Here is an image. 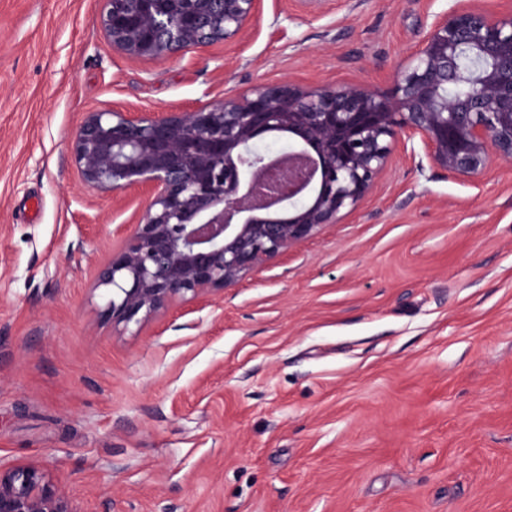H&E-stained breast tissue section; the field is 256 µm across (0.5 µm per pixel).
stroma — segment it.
<instances>
[{
    "label": "stroma",
    "mask_w": 512,
    "mask_h": 512,
    "mask_svg": "<svg viewBox=\"0 0 512 512\" xmlns=\"http://www.w3.org/2000/svg\"><path fill=\"white\" fill-rule=\"evenodd\" d=\"M495 0H264L251 38L131 63L97 0H0V463L76 512H512V164L396 152L342 223L113 330L93 283L146 199L81 180L85 113L252 86L387 87L423 24Z\"/></svg>",
    "instance_id": "1"
}]
</instances>
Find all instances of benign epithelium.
Returning <instances> with one entry per match:
<instances>
[{"label":"benign epithelium","instance_id":"1","mask_svg":"<svg viewBox=\"0 0 512 512\" xmlns=\"http://www.w3.org/2000/svg\"><path fill=\"white\" fill-rule=\"evenodd\" d=\"M104 39L145 62L240 41L263 0H99ZM472 84L464 97L448 93ZM292 139L286 154L259 149ZM480 175L512 162V5L437 15L383 90L362 82L259 84L191 112L86 113L72 138L83 182L148 193L139 223L94 289L126 330L180 301L215 296L339 224L398 148ZM0 512H74L34 465H0Z\"/></svg>","mask_w":512,"mask_h":512}]
</instances>
